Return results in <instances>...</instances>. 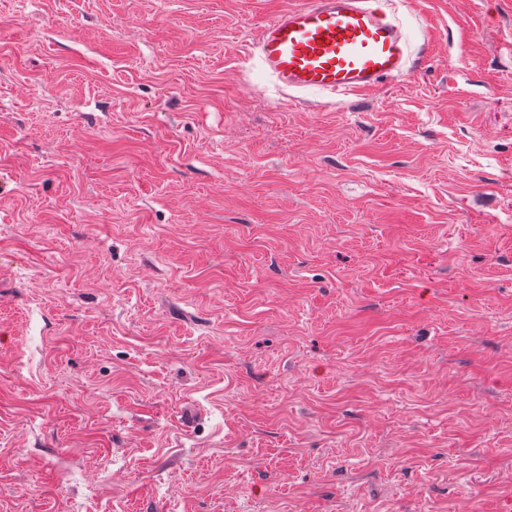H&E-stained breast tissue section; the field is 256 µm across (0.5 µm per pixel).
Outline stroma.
Wrapping results in <instances>:
<instances>
[{"instance_id":"1","label":"stroma","mask_w":512,"mask_h":512,"mask_svg":"<svg viewBox=\"0 0 512 512\" xmlns=\"http://www.w3.org/2000/svg\"><path fill=\"white\" fill-rule=\"evenodd\" d=\"M288 0H0V512H512V0L413 75ZM256 57L280 89L324 95L366 92L404 80L413 51L387 0H306L262 24Z\"/></svg>"}]
</instances>
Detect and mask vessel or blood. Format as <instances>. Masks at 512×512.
I'll return each mask as SVG.
<instances>
[{
  "mask_svg": "<svg viewBox=\"0 0 512 512\" xmlns=\"http://www.w3.org/2000/svg\"><path fill=\"white\" fill-rule=\"evenodd\" d=\"M256 57L280 89L366 92L413 68L409 38L387 0H297L262 24Z\"/></svg>",
  "mask_w": 512,
  "mask_h": 512,
  "instance_id": "vessel-or-blood-1",
  "label": "vessel or blood"
}]
</instances>
